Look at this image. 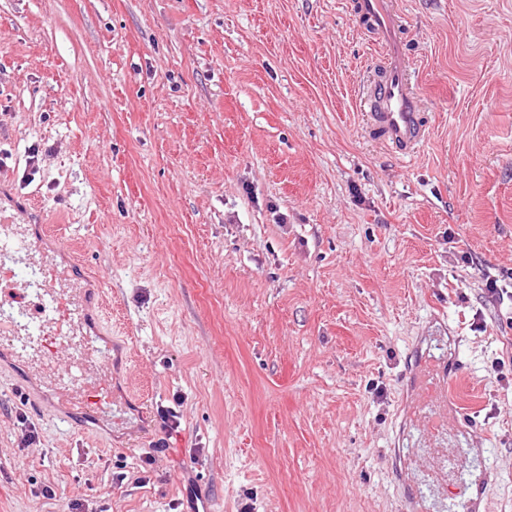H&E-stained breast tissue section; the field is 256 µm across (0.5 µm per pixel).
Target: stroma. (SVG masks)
Returning <instances> with one entry per match:
<instances>
[{"instance_id":"35a3bbf8","label":"stroma","mask_w":512,"mask_h":512,"mask_svg":"<svg viewBox=\"0 0 512 512\" xmlns=\"http://www.w3.org/2000/svg\"><path fill=\"white\" fill-rule=\"evenodd\" d=\"M352 2L0 0V224L101 289L114 360L96 421L0 343V512H404L435 336L512 512V0H399L409 156Z\"/></svg>"}]
</instances>
